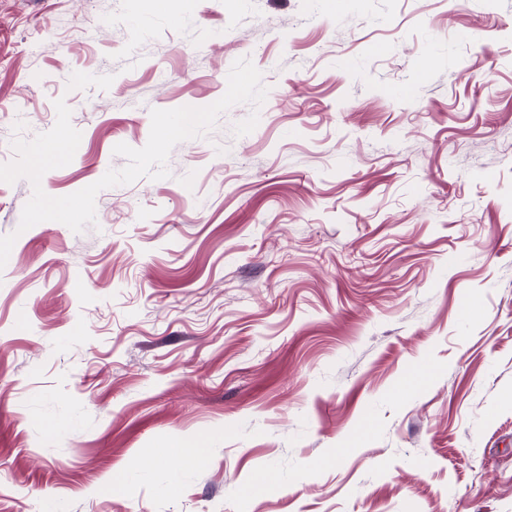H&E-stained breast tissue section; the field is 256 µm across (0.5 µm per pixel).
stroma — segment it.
<instances>
[{"instance_id":"stroma-1","label":"stroma","mask_w":512,"mask_h":512,"mask_svg":"<svg viewBox=\"0 0 512 512\" xmlns=\"http://www.w3.org/2000/svg\"><path fill=\"white\" fill-rule=\"evenodd\" d=\"M244 57L82 232L0 182V512H512V0H0V163L65 99L74 193ZM208 449L207 437L198 435L175 441L168 450L172 457L182 462L198 465L205 460Z\"/></svg>"}]
</instances>
